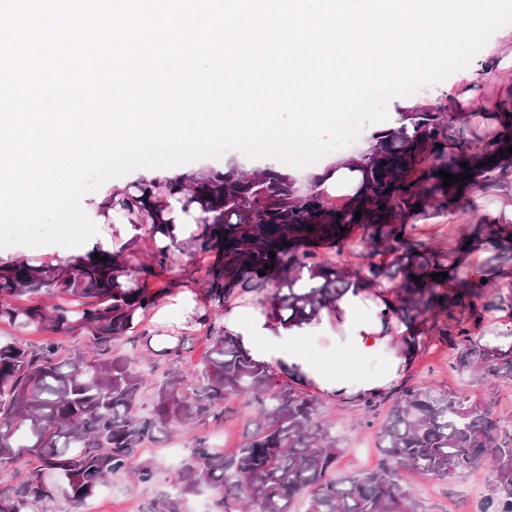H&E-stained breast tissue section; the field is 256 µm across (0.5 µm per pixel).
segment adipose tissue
Instances as JSON below:
<instances>
[{"label": "adipose tissue", "mask_w": 512, "mask_h": 512, "mask_svg": "<svg viewBox=\"0 0 512 512\" xmlns=\"http://www.w3.org/2000/svg\"><path fill=\"white\" fill-rule=\"evenodd\" d=\"M224 328L253 360L348 406L396 388L414 356L404 341L407 327L396 314L391 285L365 279L309 321L285 327L274 324L263 307L249 306L234 308ZM314 346L327 358L345 361V368L330 374L315 365L309 356Z\"/></svg>", "instance_id": "adipose-tissue-1"}]
</instances>
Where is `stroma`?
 I'll return each instance as SVG.
<instances>
[{
	"mask_svg": "<svg viewBox=\"0 0 512 512\" xmlns=\"http://www.w3.org/2000/svg\"><path fill=\"white\" fill-rule=\"evenodd\" d=\"M509 53H512V39L507 42L499 35H492L467 67L432 85L430 90L422 89L411 96L393 99L389 107L394 110L406 105L445 100L452 104L461 103L467 112L493 111L500 102L512 98V67L502 69L498 66L501 56ZM150 176V169L139 168L123 177L109 180L97 191L83 196L81 206L84 212L98 213L100 220L96 235L81 245V252H89L94 246L100 245L113 252L125 251L130 267L136 268L146 262L144 248L150 242L149 237L141 238V251L126 252V239L118 228L122 217L116 211L104 212L103 203L109 196L124 192ZM478 198V206H469L463 200L447 213L411 222L408 226L411 238L425 248H454L477 224L483 223L489 205H496L503 211L512 208V176L496 182L485 192L479 193ZM200 264V258L188 253L181 254L167 268L149 278L148 283L150 287L169 288L176 293L189 291L195 294L197 301H204L205 296L199 285L190 277ZM416 325L422 343L404 380L405 385L436 394L455 391L474 399L482 397L483 388L472 381L468 372L455 366L454 352L449 344L437 339L433 320L420 318ZM142 329L147 335L146 342L135 347L124 344L120 350L133 356L137 369L149 379L162 377L170 368L171 363L162 351L171 337L183 347L179 367L186 371L200 367L207 350L204 340L206 328L195 318L189 317L184 322L164 326L158 323L156 313L152 312ZM324 409L332 425L331 433L336 438L338 470L362 473L376 469L381 463L378 441L388 414L387 406L369 411L361 406L349 407L328 402ZM253 415V408L243 400L233 401L224 423L207 428L209 446L219 453H233L244 435L251 431ZM189 446L188 436L178 428L172 430L162 444L145 443L141 459L154 465L156 481L138 484L127 476H114L88 500L85 512H144L145 506L169 490L170 479L180 470ZM404 477L423 512H480V504L488 492L493 473L487 468L464 470L452 478L440 480L408 471Z\"/></svg>",
	"mask_w": 512,
	"mask_h": 512,
	"instance_id": "stroma-1",
	"label": "stroma"
}]
</instances>
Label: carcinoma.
Segmentation results:
<instances>
[{"mask_svg": "<svg viewBox=\"0 0 512 512\" xmlns=\"http://www.w3.org/2000/svg\"><path fill=\"white\" fill-rule=\"evenodd\" d=\"M398 114L400 126L375 131L370 149L348 163L359 173L350 195L330 196L318 178L301 192L272 166L250 174L231 165L223 172L144 179L111 196L105 211L150 224L151 264L130 269L123 254L101 246L68 260L0 262V322L48 333L37 348L0 343V470L22 459L31 465L23 479L0 481V512H36L59 495L82 509L117 474L151 483L155 470L139 459L145 442L178 426L222 421L239 397L258 406L254 431L232 455L215 453L206 438L194 437L173 492L146 512H182L184 497L202 487L220 491L217 512H296L299 501L306 502L305 512H417L403 471L445 479L488 465L495 479L481 512H512V428L494 411L496 381L512 378V349L483 347L474 339L487 311L512 307V292L484 300L488 282L468 272L465 245L421 250L406 231L409 221L431 209L448 210L452 200L512 169V155L499 154L512 146V112L476 113L481 122L470 149L455 147L456 127L445 103L400 108ZM441 170L470 177L444 187ZM164 198L197 214L188 237L176 233ZM511 230L480 224L469 235L485 243L487 275L507 260L502 252L512 251ZM357 231L390 263L370 262L362 273L349 274L316 261L315 249H340ZM185 248L206 259L195 273L215 307L271 286L268 315L286 326L311 319L361 276L397 278V316L445 315L438 339L452 346L456 364L485 395L473 400L403 386L365 401L370 408L391 399L380 435L383 463L368 473L342 474L320 403L279 383L269 365L253 361L206 316L200 319L208 325L201 369L190 382L170 368L152 383V410L141 415L147 380L114 344L143 338L138 329L145 316L169 293L145 281ZM440 272L448 277L432 279ZM58 334L83 336L93 356L62 349Z\"/></svg>", "mask_w": 512, "mask_h": 512, "instance_id": "obj_1", "label": "carcinoma"}]
</instances>
